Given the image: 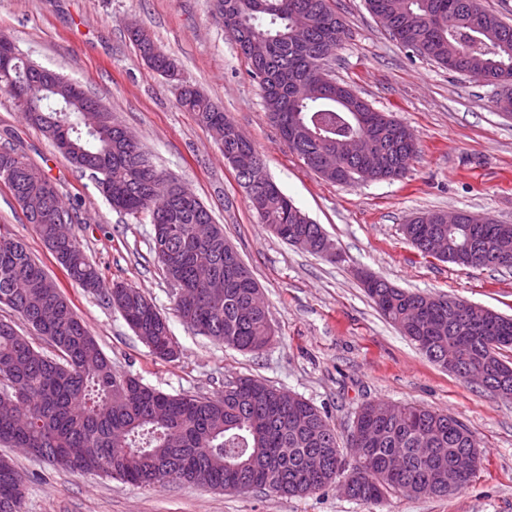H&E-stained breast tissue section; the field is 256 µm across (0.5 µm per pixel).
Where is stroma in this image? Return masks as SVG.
<instances>
[{
  "mask_svg": "<svg viewBox=\"0 0 512 512\" xmlns=\"http://www.w3.org/2000/svg\"><path fill=\"white\" fill-rule=\"evenodd\" d=\"M212 0H0V30L36 65L80 82L130 128L157 168L185 183L223 224L224 235L263 292L274 337L242 353L188 328L176 290L152 250L147 214L112 209L0 91V142L11 139L79 210L70 231L105 285L139 289L167 318L175 360H158L121 314L70 280L0 184V227L23 241L57 282L122 375L168 394L213 397L254 376L324 411L347 437L368 402L413 403L447 412L477 437L479 470L447 497L396 491L375 503L331 485L306 497L232 492L169 482L157 487L77 474L8 449L28 491L23 512H512V402L489 396L430 362L377 311L361 272L414 292L445 295L512 316V269H463L422 256L402 234L414 216L441 211L512 224V114L495 104L502 86L412 54L369 12L366 0H334L347 36L329 64L375 109L416 137L402 178L340 185L304 165L267 118L263 93L235 42L218 25ZM135 21L174 58L184 82L223 108L262 154L272 179L336 247V259L284 243L259 224L234 170L177 89L151 70L126 33Z\"/></svg>",
  "mask_w": 512,
  "mask_h": 512,
  "instance_id": "obj_1",
  "label": "stroma"
}]
</instances>
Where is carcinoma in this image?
I'll use <instances>...</instances> for the list:
<instances>
[{
	"mask_svg": "<svg viewBox=\"0 0 512 512\" xmlns=\"http://www.w3.org/2000/svg\"><path fill=\"white\" fill-rule=\"evenodd\" d=\"M376 17L388 19L389 34L404 47L453 72L491 83L512 82V24L482 9L479 0H366ZM215 16L232 39L264 42L262 57L250 60L252 77L265 99L271 123L288 148L323 178L338 184L397 179L417 153L412 132L379 111L349 87L330 80L314 86L316 97L302 102L295 89L325 70L343 42L346 28L330 0H215ZM151 68L180 81L178 66L159 51L146 32L131 38ZM15 52L12 68L0 74L6 92L26 121L53 144L68 139L61 155L98 183H112L113 209L146 213L154 226L153 251L167 279L179 290L177 312L197 334L239 351L262 350L270 324L260 288L237 250L225 239L200 199L191 202L157 193L168 175L140 144L124 137L112 112L94 132L80 115L97 103L75 95L69 80L32 69ZM178 105L208 132L221 136V152L235 154L236 176L248 184L247 197L260 222L288 244L308 240L315 252L321 225L303 213L270 178L252 142L224 110L190 84ZM0 183L68 277L83 287L100 279L76 238L53 246L56 224L73 223L63 210L56 183L10 141L0 143ZM418 216L403 233L424 256L432 235L448 240L446 261L463 268H511L512 224L464 215L460 224ZM362 286L382 315L439 364L448 345L461 344L452 372L466 382L480 374L490 396L512 400V318L487 310L488 323L468 324L458 300L397 288L371 275ZM108 302L138 336L153 339L152 354L166 359L173 345L166 319L138 289L116 285ZM0 304L8 306L35 335L51 343L56 358L35 348L12 324L0 320V391L20 401L0 411V445L31 453L71 471L99 473L125 483L155 486L182 481L215 489L264 490L302 497L333 484L351 482L346 496L372 502L391 491L410 496L427 481L447 483L448 466L465 448L479 447L470 429L455 417L404 405L384 420L365 404L353 425L361 442L349 447L359 461L347 467L328 416L301 399L304 419L288 421L280 389L251 377L239 379L214 398L169 395L112 369L61 289L31 257L26 245L0 232ZM26 482L12 460L0 456V512H22Z\"/></svg>",
	"mask_w": 512,
	"mask_h": 512,
	"instance_id": "1",
	"label": "carcinoma"
}]
</instances>
